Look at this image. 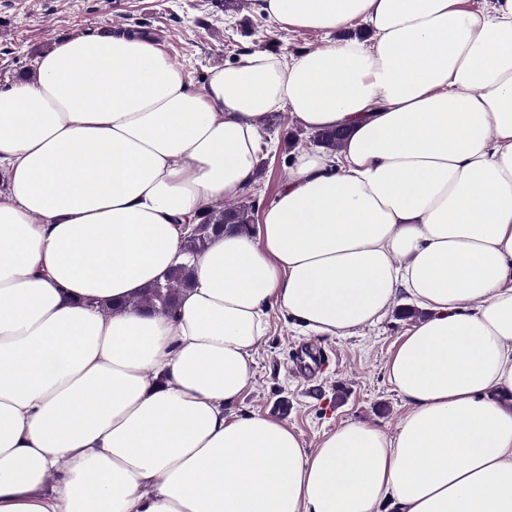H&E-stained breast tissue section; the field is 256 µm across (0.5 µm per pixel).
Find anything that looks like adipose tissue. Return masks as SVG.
Masks as SVG:
<instances>
[{"label": "adipose tissue", "instance_id": "1", "mask_svg": "<svg viewBox=\"0 0 512 512\" xmlns=\"http://www.w3.org/2000/svg\"><path fill=\"white\" fill-rule=\"evenodd\" d=\"M320 48L194 88L137 31L77 34L0 88V512H512V0H261ZM301 149L255 235L183 250L252 180L270 113ZM174 312L126 309L178 264ZM397 431L306 449L230 414L277 305L334 336L397 296Z\"/></svg>", "mask_w": 512, "mask_h": 512}]
</instances>
